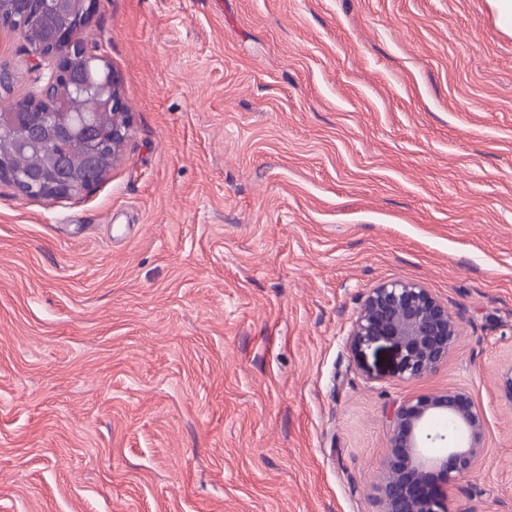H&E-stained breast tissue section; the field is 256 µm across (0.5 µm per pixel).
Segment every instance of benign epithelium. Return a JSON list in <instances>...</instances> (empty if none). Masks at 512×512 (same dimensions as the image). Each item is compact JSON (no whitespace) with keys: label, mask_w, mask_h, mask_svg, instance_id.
<instances>
[{"label":"benign epithelium","mask_w":512,"mask_h":512,"mask_svg":"<svg viewBox=\"0 0 512 512\" xmlns=\"http://www.w3.org/2000/svg\"><path fill=\"white\" fill-rule=\"evenodd\" d=\"M98 4L99 0H18L12 10L0 8V25L18 31L44 11L62 16L50 47L30 45L36 65L46 70L43 84L18 111L0 115V132L12 135V146L26 149L44 128L62 125L66 102L48 107L47 90L78 85L70 68L72 58L92 56L105 66V81L95 89L98 127L80 131L87 143L85 154H59L39 170L14 168L0 155V180L11 183L23 198L67 197L101 182L109 171L100 165L105 145L112 144L115 159L129 137L130 116L118 73L104 54L74 36V31L88 26ZM458 336V322L447 304L418 282L396 280L370 289L350 339L360 349L389 344L400 356L399 374L416 379L447 361ZM438 419L450 421L451 431L433 430L431 422ZM483 424V412L464 391L422 395L403 404L392 418V455L381 486L382 512H448L449 496L481 464ZM433 470L443 475L445 489L420 491Z\"/></svg>","instance_id":"benign-epithelium-1"}]
</instances>
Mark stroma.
I'll return each instance as SVG.
<instances>
[{
  "instance_id": "obj_1",
  "label": "stroma",
  "mask_w": 512,
  "mask_h": 512,
  "mask_svg": "<svg viewBox=\"0 0 512 512\" xmlns=\"http://www.w3.org/2000/svg\"><path fill=\"white\" fill-rule=\"evenodd\" d=\"M131 131L59 199L0 181V512H381L390 414L465 391L512 512V34L490 0H100ZM0 103L42 74L0 27ZM460 326L419 379L377 285ZM458 336L447 304L418 282L396 280L370 289L350 339L360 349L388 343L400 356L399 374L416 379L447 361Z\"/></svg>"
}]
</instances>
